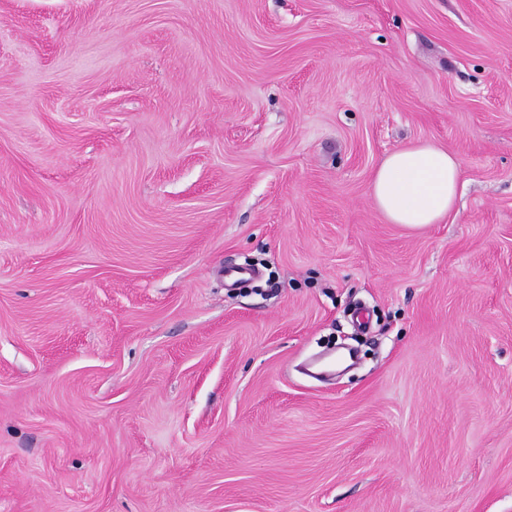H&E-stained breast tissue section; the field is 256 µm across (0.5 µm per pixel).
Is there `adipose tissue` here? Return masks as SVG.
I'll return each mask as SVG.
<instances>
[{"label": "adipose tissue", "instance_id": "ef3b65f1", "mask_svg": "<svg viewBox=\"0 0 512 512\" xmlns=\"http://www.w3.org/2000/svg\"><path fill=\"white\" fill-rule=\"evenodd\" d=\"M462 170L447 150L413 144L387 156L374 172L371 189L385 219L417 230L439 223L454 209Z\"/></svg>", "mask_w": 512, "mask_h": 512}]
</instances>
